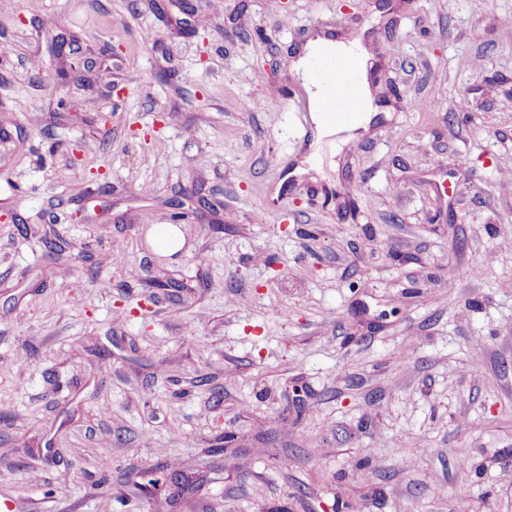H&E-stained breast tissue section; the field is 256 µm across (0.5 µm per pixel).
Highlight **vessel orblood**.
<instances>
[{
	"instance_id": "1",
	"label": "vessel or blood",
	"mask_w": 512,
	"mask_h": 512,
	"mask_svg": "<svg viewBox=\"0 0 512 512\" xmlns=\"http://www.w3.org/2000/svg\"><path fill=\"white\" fill-rule=\"evenodd\" d=\"M358 62L342 64L336 57L316 55L308 60V70L322 88L323 115L341 127L353 124L361 103Z\"/></svg>"
}]
</instances>
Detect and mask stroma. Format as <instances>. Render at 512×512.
Listing matches in <instances>:
<instances>
[{"instance_id":"1","label":"stroma","mask_w":512,"mask_h":512,"mask_svg":"<svg viewBox=\"0 0 512 512\" xmlns=\"http://www.w3.org/2000/svg\"><path fill=\"white\" fill-rule=\"evenodd\" d=\"M161 2L0 0V494L512 512V0ZM323 34L378 114L317 153ZM154 244L158 251L173 254L179 249V230L172 224L154 225Z\"/></svg>"}]
</instances>
